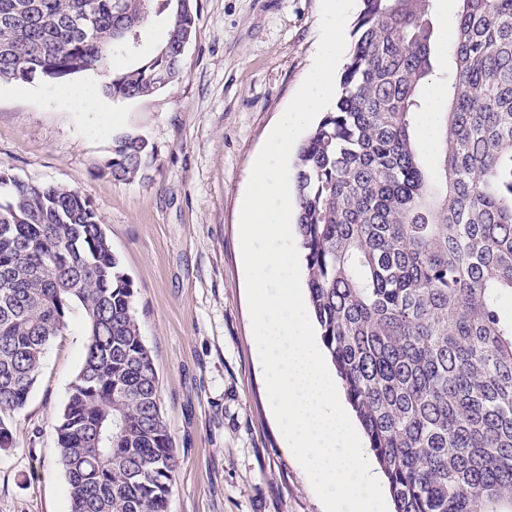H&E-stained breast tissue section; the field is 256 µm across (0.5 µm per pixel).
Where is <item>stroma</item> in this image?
<instances>
[{
  "label": "stroma",
  "instance_id": "stroma-1",
  "mask_svg": "<svg viewBox=\"0 0 512 512\" xmlns=\"http://www.w3.org/2000/svg\"><path fill=\"white\" fill-rule=\"evenodd\" d=\"M199 4L184 77L158 94L112 101L91 74L69 97L0 83V171L79 190L102 216L158 371L177 457L168 512H323L270 417L240 244L253 163L318 51L321 0ZM120 131L154 145L145 178L104 172ZM86 343L71 306L0 450V512H69L56 424Z\"/></svg>",
  "mask_w": 512,
  "mask_h": 512
}]
</instances>
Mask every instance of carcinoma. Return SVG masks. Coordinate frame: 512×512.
<instances>
[{
  "label": "carcinoma",
  "mask_w": 512,
  "mask_h": 512,
  "mask_svg": "<svg viewBox=\"0 0 512 512\" xmlns=\"http://www.w3.org/2000/svg\"><path fill=\"white\" fill-rule=\"evenodd\" d=\"M360 2L335 104L294 161L321 341L394 512H512V0H458L432 166L415 128L437 0ZM198 20L199 0H0V83L93 74L108 99L151 96L183 78ZM155 162L121 133L105 169L132 182ZM0 187V449L77 303L87 344L56 426L70 512H167L157 367L101 216L66 186L0 171ZM342 397H343V400L345 402V404L348 406L350 412H351V415L352 417L354 418L355 422H356V426H357V431L359 433V436L362 440V446L364 447V453L366 455V457L368 458L371 466L373 467V469L377 472V474L379 475V478H380V481H381V486H382V491H383V495H384V499H385V502H386V506H387V512H393L394 510V505H393V501H392V498H391V495H390V492H389V487H388V484H387V481L383 475V472L381 471L375 457L373 456L372 452L369 450V448H367V442H366V438H365V435L363 433V430L361 428V425L358 421V419L356 418L355 416V413L352 411L350 405L347 403L346 401V397H345V392H344V389L342 388Z\"/></svg>",
  "instance_id": "cac0c4a2"
}]
</instances>
